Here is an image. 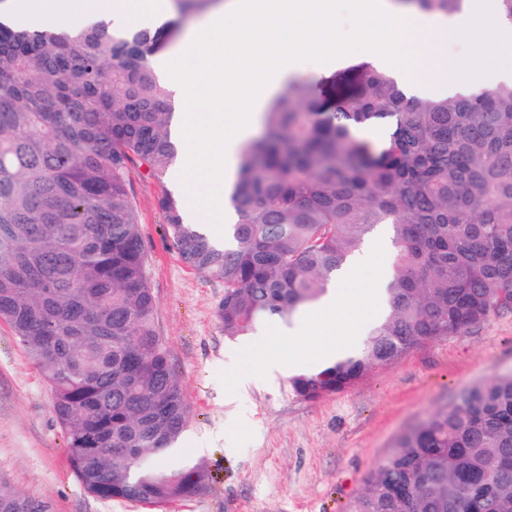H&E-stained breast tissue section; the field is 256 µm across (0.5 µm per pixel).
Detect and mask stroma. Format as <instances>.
Wrapping results in <instances>:
<instances>
[{
  "label": "stroma",
  "mask_w": 512,
  "mask_h": 512,
  "mask_svg": "<svg viewBox=\"0 0 512 512\" xmlns=\"http://www.w3.org/2000/svg\"><path fill=\"white\" fill-rule=\"evenodd\" d=\"M155 295L156 326L189 407L182 466L200 465L199 493L162 506L102 500L73 477L51 391L0 322V480L44 512H349L368 471L396 438L466 386L512 371V310L413 350L358 386L315 400L293 394L291 370L241 384L257 352L282 351L270 335L225 336L222 282L187 267L159 207L173 190L139 166L129 173Z\"/></svg>",
  "instance_id": "1"
}]
</instances>
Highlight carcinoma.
Returning a JSON list of instances; mask_svg holds the SVG:
<instances>
[{
    "label": "carcinoma",
    "mask_w": 512,
    "mask_h": 512,
    "mask_svg": "<svg viewBox=\"0 0 512 512\" xmlns=\"http://www.w3.org/2000/svg\"><path fill=\"white\" fill-rule=\"evenodd\" d=\"M216 0H175L179 18ZM448 16L466 0H396ZM179 22L72 35L0 21V321L49 386L70 469L103 500L162 505L206 472L159 463L188 405L156 323L128 172L161 180L177 148L172 94L152 62ZM288 80L243 143L217 248L160 198L181 259L224 283V335L316 303L377 226L390 227L387 311L362 346L289 380L314 400L412 350L512 310V81L409 96L359 62L319 110ZM96 452L89 453L87 449ZM0 512H39L0 484ZM352 512H512V373L473 384L404 432Z\"/></svg>",
    "instance_id": "obj_1"
}]
</instances>
